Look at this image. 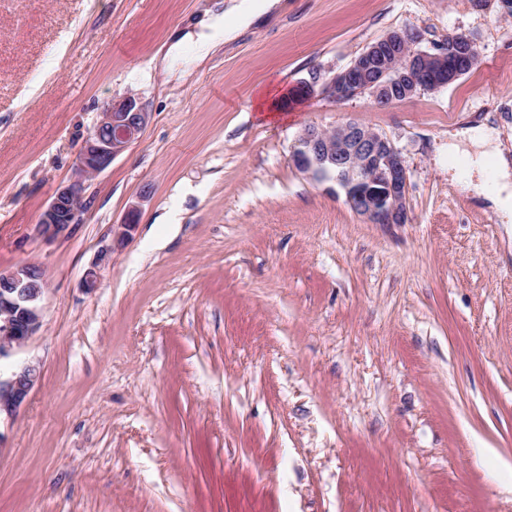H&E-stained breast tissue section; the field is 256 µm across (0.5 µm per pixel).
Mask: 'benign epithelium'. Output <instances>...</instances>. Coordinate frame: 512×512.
Here are the masks:
<instances>
[{
  "mask_svg": "<svg viewBox=\"0 0 512 512\" xmlns=\"http://www.w3.org/2000/svg\"><path fill=\"white\" fill-rule=\"evenodd\" d=\"M408 32L395 30L372 43L351 64L329 81L317 70L298 82L287 100L300 106L317 94L345 102L368 93L376 105L388 107L419 90L447 87L459 77L460 55L454 48L430 53H407ZM149 119L134 96L106 105L96 125L84 138L73 180L55 191L38 219V231L47 239L61 236L72 224L82 223L85 181L106 170L138 138ZM291 159L312 179L338 173L336 183L350 207L373 224L407 221V169L399 152L381 133L358 122L332 130L310 126L296 141ZM150 195L140 192L139 202L120 225L119 238L127 240L135 229L139 203ZM47 287L43 269L25 264L0 274V360L24 344L42 325V296ZM40 376L34 364L0 376V415H17Z\"/></svg>",
  "mask_w": 512,
  "mask_h": 512,
  "instance_id": "obj_1",
  "label": "benign epithelium"
}]
</instances>
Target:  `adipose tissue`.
Wrapping results in <instances>:
<instances>
[{"label":"adipose tissue","instance_id":"ef3b65f1","mask_svg":"<svg viewBox=\"0 0 512 512\" xmlns=\"http://www.w3.org/2000/svg\"><path fill=\"white\" fill-rule=\"evenodd\" d=\"M281 0H240L236 5L237 26L225 24L223 14L207 13L200 25L203 32L199 42L202 53L219 47L236 27L279 7ZM466 157L470 177L465 192L489 201L501 223L512 226V158L498 144L495 129L488 120H480L448 135V156Z\"/></svg>","mask_w":512,"mask_h":512}]
</instances>
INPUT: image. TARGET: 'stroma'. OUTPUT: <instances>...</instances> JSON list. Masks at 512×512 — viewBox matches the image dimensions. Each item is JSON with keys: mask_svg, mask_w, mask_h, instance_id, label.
Segmentation results:
<instances>
[{"mask_svg": "<svg viewBox=\"0 0 512 512\" xmlns=\"http://www.w3.org/2000/svg\"><path fill=\"white\" fill-rule=\"evenodd\" d=\"M214 3L0 0V273L48 280L41 329L0 361L41 372L0 420V512H512V228L448 173L449 130L486 118L512 145V16L285 0L203 58ZM399 29L422 50L470 36L481 61L383 109L283 108ZM130 95L145 129L45 239L101 108ZM347 121L401 153L407 223L292 164L306 127Z\"/></svg>", "mask_w": 512, "mask_h": 512, "instance_id": "1", "label": "stroma"}]
</instances>
